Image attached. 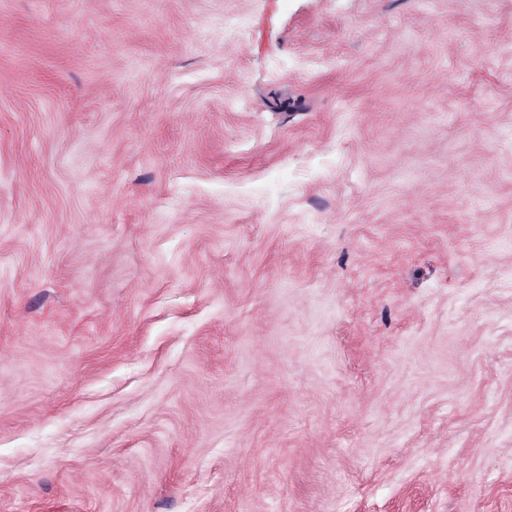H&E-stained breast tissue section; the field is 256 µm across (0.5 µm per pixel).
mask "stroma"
<instances>
[{
  "mask_svg": "<svg viewBox=\"0 0 512 512\" xmlns=\"http://www.w3.org/2000/svg\"><path fill=\"white\" fill-rule=\"evenodd\" d=\"M0 512H512V0H0Z\"/></svg>",
  "mask_w": 512,
  "mask_h": 512,
  "instance_id": "35a3bbf8",
  "label": "stroma"
}]
</instances>
